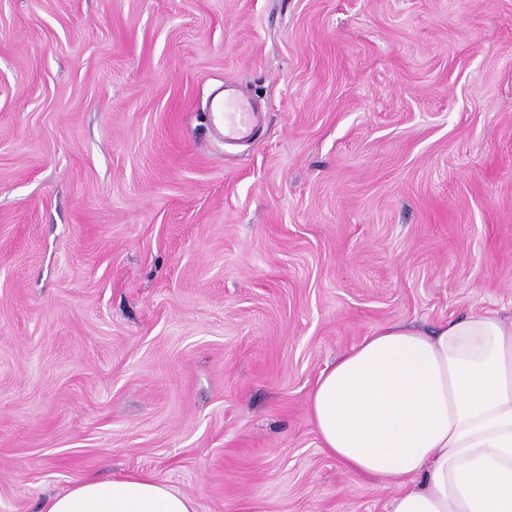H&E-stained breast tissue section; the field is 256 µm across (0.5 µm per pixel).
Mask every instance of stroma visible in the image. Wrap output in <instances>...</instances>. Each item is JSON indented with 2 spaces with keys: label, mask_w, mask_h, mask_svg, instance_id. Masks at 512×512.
<instances>
[{
  "label": "stroma",
  "mask_w": 512,
  "mask_h": 512,
  "mask_svg": "<svg viewBox=\"0 0 512 512\" xmlns=\"http://www.w3.org/2000/svg\"><path fill=\"white\" fill-rule=\"evenodd\" d=\"M480 308L512 321V0H0V512L140 472L386 512L311 388ZM238 104V100L224 93V97L215 100L211 114L220 130H224V140H230L242 134L258 116V112H229Z\"/></svg>",
  "instance_id": "1"
}]
</instances>
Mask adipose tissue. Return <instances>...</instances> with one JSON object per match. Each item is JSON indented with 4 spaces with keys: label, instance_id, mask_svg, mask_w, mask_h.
I'll use <instances>...</instances> for the list:
<instances>
[{
    "label": "adipose tissue",
    "instance_id": "adipose-tissue-1",
    "mask_svg": "<svg viewBox=\"0 0 512 512\" xmlns=\"http://www.w3.org/2000/svg\"><path fill=\"white\" fill-rule=\"evenodd\" d=\"M308 411L330 456L395 488L389 512H512V322L491 311L380 326L320 372ZM41 512L195 509L137 473L76 482Z\"/></svg>",
    "mask_w": 512,
    "mask_h": 512
}]
</instances>
